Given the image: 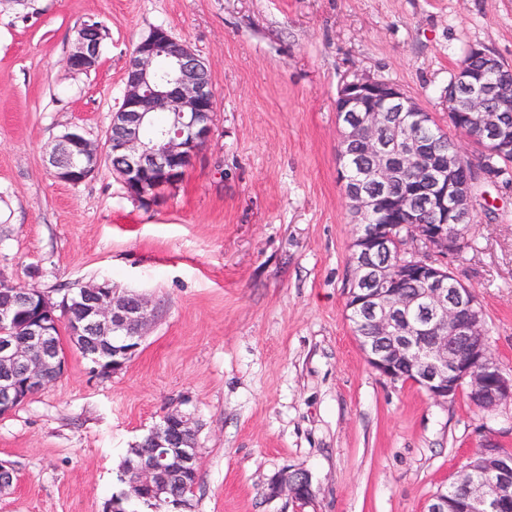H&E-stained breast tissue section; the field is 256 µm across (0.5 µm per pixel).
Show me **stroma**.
<instances>
[{
	"mask_svg": "<svg viewBox=\"0 0 512 512\" xmlns=\"http://www.w3.org/2000/svg\"><path fill=\"white\" fill-rule=\"evenodd\" d=\"M101 23L91 72L66 66ZM161 26L209 65L213 134L152 205L109 162L84 183L45 157L68 129L107 136L135 44ZM512 65V0H0V280L60 300L111 278L151 298L139 351L108 378L68 350L62 378L0 417L18 481L0 512H104L130 448L178 409L200 424L191 512H424L486 431L512 452V405L434 402L373 370L347 318L355 226L334 103L366 73L447 127L444 90L470 46ZM473 289L512 376V183H481ZM309 472L298 505L266 489Z\"/></svg>",
	"mask_w": 512,
	"mask_h": 512,
	"instance_id": "1",
	"label": "stroma"
}]
</instances>
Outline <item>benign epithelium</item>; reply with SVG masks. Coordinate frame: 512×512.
Listing matches in <instances>:
<instances>
[{"instance_id": "obj_1", "label": "benign epithelium", "mask_w": 512, "mask_h": 512, "mask_svg": "<svg viewBox=\"0 0 512 512\" xmlns=\"http://www.w3.org/2000/svg\"><path fill=\"white\" fill-rule=\"evenodd\" d=\"M103 39L99 24H86L66 59L70 70L88 72L98 66ZM485 66H465L453 74L443 95L448 116L456 118L472 140L497 154L512 153V128L501 113L512 111V67L478 46L467 50ZM165 60V71L158 62ZM124 94L112 113L104 146L79 130L63 133L46 156L47 168L63 182L86 181L100 165L102 154L115 161L112 170L128 195L153 202L167 187L182 181L196 153L213 131L214 91L206 62L166 28L156 26L130 53L124 71ZM335 111L341 146L369 160L365 168L370 188L362 182L344 186L354 214L373 215L378 223L356 228L352 243V279L349 308L367 323L357 337L369 365L391 380H409L440 403L452 402L467 388L470 405L495 413L512 402V377L501 370L486 341L483 313L473 291L459 284L447 260L463 250L448 233L451 224L466 222L473 211L474 184L486 173L473 166L462 170L467 155L462 146L446 155L432 151L415 129L432 120L430 112L398 84L370 76H355L340 84ZM384 112H398L387 127ZM405 226L424 241L432 256L417 260L389 256L399 249L394 225ZM425 288L417 295L408 282ZM81 311L68 332L71 348L94 364L104 378L118 372L140 348L155 307L145 295L119 294L107 280L81 286L75 298L58 302L24 287L0 283V416L15 411L33 394L45 390L66 370V351L54 349L53 333L44 317ZM23 325L25 336H13ZM117 336L111 357L104 344ZM197 424L180 410L167 413L146 437L144 449L129 453L122 470L125 487L112 494L107 512H125L133 495L167 507V512H189L190 497L176 494L178 484L193 486L199 445ZM479 466H467L455 478L459 490L434 494L426 512H512V456L501 448L494 433L483 435ZM17 473L0 461V494L12 490ZM287 495L307 503L314 496L311 476L303 470L281 473L268 495Z\"/></svg>"}]
</instances>
